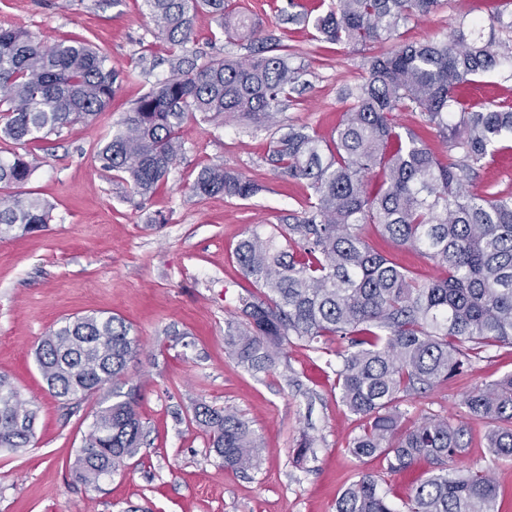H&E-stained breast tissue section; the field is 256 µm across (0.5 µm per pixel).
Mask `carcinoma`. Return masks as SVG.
Listing matches in <instances>:
<instances>
[{"label": "carcinoma", "mask_w": 512, "mask_h": 512, "mask_svg": "<svg viewBox=\"0 0 512 512\" xmlns=\"http://www.w3.org/2000/svg\"><path fill=\"white\" fill-rule=\"evenodd\" d=\"M489 32L462 20L439 41L404 44L365 59L363 81L343 90L349 101L335 135L324 139L288 126L270 158L281 173L308 182L312 195L285 228L256 227L234 254L260 290L242 300L224 343L252 373L268 370L299 343L336 349V389L361 421L349 451L381 457L390 472L425 462L407 512H499L491 467L456 466L468 448L463 423L438 414L410 415L413 395L463 374L485 348L512 346V194L475 195L464 183L512 138V106L471 104L464 86L491 71L512 80V0H496ZM158 34L170 45L173 75L143 94L112 135L98 143L103 170L133 196L156 192L182 152L185 126L224 117L256 127L275 125L282 99L299 81L288 54L257 50L245 60L209 58L189 49L196 16L207 10L228 40L262 41L232 0H145ZM443 7V0H332L309 22L331 44L368 46L396 38L399 27ZM107 56L84 39L43 44L21 28L0 27V139L21 144L92 122L120 83ZM411 109L439 133L438 156L422 137L395 121ZM24 155L0 160V236L34 233L50 221L48 207L10 190L32 177ZM198 197L248 199L255 180L215 164L191 185ZM373 224L395 245L419 251L446 268L420 282L377 253L361 233ZM138 344L115 316L87 314L44 336L36 352L50 393L80 404L107 391L80 448L75 478L94 485L125 466L146 444L140 393L123 389ZM469 417L483 423L491 462L512 461V373L465 393ZM36 409L0 378V448L18 450L34 434ZM224 466L257 467L261 442L248 421L224 408H195ZM336 512H395L379 482L361 473L336 500Z\"/></svg>", "instance_id": "obj_1"}]
</instances>
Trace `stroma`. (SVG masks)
I'll use <instances>...</instances> for the list:
<instances>
[{
    "label": "stroma",
    "mask_w": 512,
    "mask_h": 512,
    "mask_svg": "<svg viewBox=\"0 0 512 512\" xmlns=\"http://www.w3.org/2000/svg\"><path fill=\"white\" fill-rule=\"evenodd\" d=\"M288 3L239 0L304 71L280 108V121L327 138L347 108L342 88L359 81L374 49L328 44L312 26L283 23ZM488 14L485 0H445L436 14L402 25L399 41L423 43L460 19ZM1 26L24 27L47 44L86 39L114 70L133 78L93 124L24 145L0 140L1 157L20 153L38 163L23 197L53 206L45 231L0 238V376L37 410L29 447L0 449V512H336L337 496L362 471L379 475L394 506L407 502L429 467L391 473L382 459L350 453L359 429L335 387V341L318 350L288 346L286 359L256 375L237 365L224 344L227 320L255 292L235 260L238 241L256 224L294 223L310 195L305 181L271 162L276 128L248 130L220 118L189 123L166 183L150 199L130 196L124 182L101 169L95 152L133 103L171 75L170 50L143 0H0ZM195 38L210 57L242 60L251 52L250 43L220 36L204 11L195 20ZM215 164L256 179L260 191L245 200L193 195L194 178ZM491 185L512 192V150L489 159L468 189L481 194ZM363 234L414 276H443L435 261L396 247L372 227ZM91 312L121 318L138 340L125 382L140 389L149 431L146 447L95 488L76 481L72 468L98 401L72 407L53 397L36 362L50 329ZM510 372L512 347L488 348L460 379L414 396L411 411L463 420L464 394ZM201 403L249 422L263 446L258 468H225L192 420ZM307 436L315 444L301 461L296 448Z\"/></svg>",
    "instance_id": "35a3bbf8"
}]
</instances>
